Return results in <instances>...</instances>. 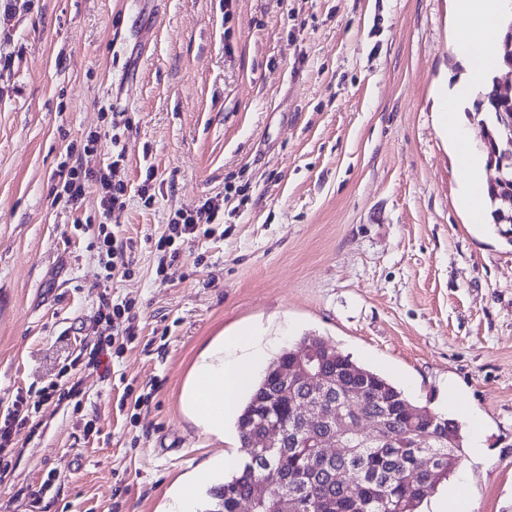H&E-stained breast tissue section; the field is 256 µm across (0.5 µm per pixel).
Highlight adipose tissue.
I'll use <instances>...</instances> for the list:
<instances>
[{
	"label": "adipose tissue",
	"mask_w": 512,
	"mask_h": 512,
	"mask_svg": "<svg viewBox=\"0 0 512 512\" xmlns=\"http://www.w3.org/2000/svg\"><path fill=\"white\" fill-rule=\"evenodd\" d=\"M459 26L485 28L481 46L461 40L456 51L466 65V76L453 88L457 97H466L472 89L486 84L499 63L496 22L507 11L506 0H455ZM444 137L455 144L467 173L463 183L462 205L476 212L487 187L479 173L481 160L470 153L469 132L465 120L452 105H444L439 114ZM239 349V357L227 361L225 347ZM265 353L249 336L240 334L224 338L221 345L201 355L195 363L183 391V402L195 421L206 431L223 435L224 419L234 413L239 402L253 387L254 372L263 363Z\"/></svg>",
	"instance_id": "ef3b65f1"
}]
</instances>
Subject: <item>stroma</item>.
Returning a JSON list of instances; mask_svg holds the SVG:
<instances>
[{
  "label": "stroma",
  "instance_id": "stroma-1",
  "mask_svg": "<svg viewBox=\"0 0 512 512\" xmlns=\"http://www.w3.org/2000/svg\"><path fill=\"white\" fill-rule=\"evenodd\" d=\"M457 36L453 0H0V408L78 388L17 429L0 512H165L241 456L234 419L210 434L182 403L238 332L319 336L438 413L459 396L486 430L456 467L467 512H512V241L471 223L439 129ZM77 162L128 186L130 274L79 229L98 185L56 196ZM210 197L220 223L156 274L155 239ZM105 297L135 337L90 366Z\"/></svg>",
  "mask_w": 512,
  "mask_h": 512
}]
</instances>
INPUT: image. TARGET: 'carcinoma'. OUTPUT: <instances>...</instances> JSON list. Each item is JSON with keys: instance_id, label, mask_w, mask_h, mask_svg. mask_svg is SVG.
I'll list each match as a JSON object with an SVG mask.
<instances>
[{"instance_id": "carcinoma-1", "label": "carcinoma", "mask_w": 512, "mask_h": 512, "mask_svg": "<svg viewBox=\"0 0 512 512\" xmlns=\"http://www.w3.org/2000/svg\"><path fill=\"white\" fill-rule=\"evenodd\" d=\"M479 106L485 124L493 135H498V113L507 111L508 106L497 95L495 82L478 92L473 107ZM313 340L318 342L316 354L325 381L315 395L325 402L334 400L344 405L348 392L359 386L358 410L377 419L378 426L364 440L345 438L349 452L344 456L326 459L313 448L290 443L258 449L263 460L260 467L254 465L252 455H245L242 467L212 491L216 508L211 512H238L239 501L249 496L260 478L269 482L271 491L257 512H284V506L290 503V512H418L421 502L453 472L464 448L462 427L451 418L412 403L385 377L357 364L316 336H303L296 346L283 350L255 384L237 417L241 447H248L269 426L285 427L295 434L291 403L310 392L299 391L286 401L274 398V394L279 370L294 361L296 351ZM421 444L431 449L443 467L440 476L415 464ZM339 471L348 474L347 482L336 481Z\"/></svg>"}]
</instances>
